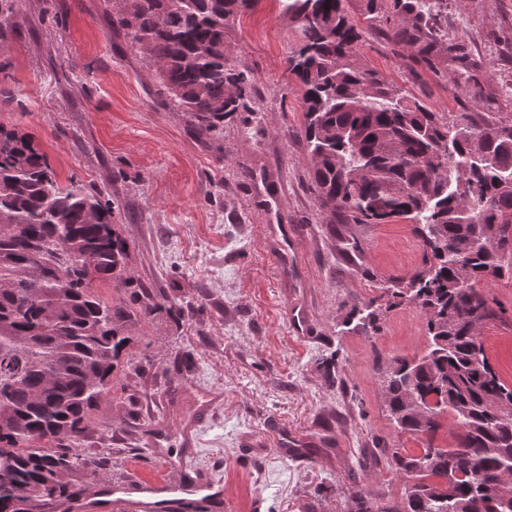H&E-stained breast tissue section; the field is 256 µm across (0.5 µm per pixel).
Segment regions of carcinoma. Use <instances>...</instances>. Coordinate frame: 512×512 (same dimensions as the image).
I'll return each mask as SVG.
<instances>
[{"label": "carcinoma", "instance_id": "cac0c4a2", "mask_svg": "<svg viewBox=\"0 0 512 512\" xmlns=\"http://www.w3.org/2000/svg\"><path fill=\"white\" fill-rule=\"evenodd\" d=\"M376 31L438 70L473 64L448 39V0H361ZM343 0H284L299 33L288 71L303 88L304 137L317 202L329 223L410 219L421 263L387 288V307L426 316L425 354L395 356L383 374L389 417L425 437L420 453L381 448L404 480L398 511L512 512V403L489 362L480 327L498 317L481 281L512 274L491 248L512 247V123L486 112L450 116L406 95L362 63L363 34ZM249 0H120L112 29L145 46L159 83L201 132L249 111V71L231 63V21ZM128 242L112 224V195L60 182L33 137L0 124V512H54L72 481L104 458L76 448L87 412L112 390L131 324L158 309L142 285L131 304L98 286L130 284ZM93 265L94 278L84 267ZM459 433L434 445L441 416Z\"/></svg>", "mask_w": 512, "mask_h": 512}]
</instances>
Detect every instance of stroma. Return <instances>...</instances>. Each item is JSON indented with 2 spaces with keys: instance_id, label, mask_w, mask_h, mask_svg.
<instances>
[{
  "instance_id": "stroma-1",
  "label": "stroma",
  "mask_w": 512,
  "mask_h": 512,
  "mask_svg": "<svg viewBox=\"0 0 512 512\" xmlns=\"http://www.w3.org/2000/svg\"><path fill=\"white\" fill-rule=\"evenodd\" d=\"M116 2L17 0L22 29L0 40V123L32 135L60 180L107 184L131 275L199 309L180 320L162 308L133 327L132 360L89 411L83 449L109 458L103 481L219 483L214 512H354L358 490L400 504L398 473L366 466L364 451L422 446L395 429L380 378L391 357L427 348L424 313L388 307L384 292L421 262L412 221L321 214L280 0H251L233 23L255 93L217 135L197 131L113 32ZM448 34L465 36L478 69L432 71L372 30L359 54L437 111L512 122V0H448ZM479 288L498 312L481 339L511 386L512 277ZM371 303L385 311L377 330L346 323ZM213 392L222 406L184 445L193 400Z\"/></svg>"
}]
</instances>
